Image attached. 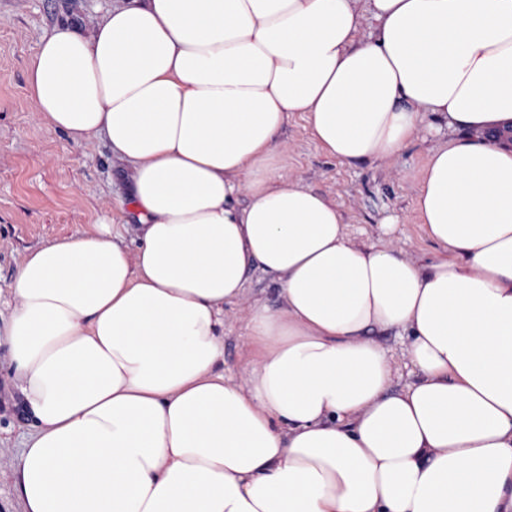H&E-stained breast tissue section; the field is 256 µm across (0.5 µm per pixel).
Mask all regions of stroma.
<instances>
[{"mask_svg": "<svg viewBox=\"0 0 512 512\" xmlns=\"http://www.w3.org/2000/svg\"><path fill=\"white\" fill-rule=\"evenodd\" d=\"M117 0H0V289L9 288L23 255L47 241L79 234L103 216L136 221L128 197L131 169L101 137L76 144L43 121L29 94L28 73L42 36L53 26L89 34ZM433 131L397 154L349 164L314 141L302 113L292 114L277 141L284 177L333 201L352 238L396 248L414 263L435 258L414 199ZM394 218L391 231L382 223ZM280 307L277 285L254 270L243 294L224 306V375L243 380L251 360L247 317L254 302ZM17 377L0 349V512H20L13 472L31 431L16 392Z\"/></svg>", "mask_w": 512, "mask_h": 512, "instance_id": "stroma-1", "label": "stroma"}]
</instances>
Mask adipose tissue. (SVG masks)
Segmentation results:
<instances>
[{"label":"adipose tissue","mask_w":512,"mask_h":512,"mask_svg":"<svg viewBox=\"0 0 512 512\" xmlns=\"http://www.w3.org/2000/svg\"><path fill=\"white\" fill-rule=\"evenodd\" d=\"M28 83L48 127L130 164L139 222L16 268L22 512H512V0H131L53 27ZM296 112L347 163L447 126L416 196L434 260L351 240L279 174ZM255 268L281 308L251 309L238 385L224 305ZM407 331L401 329H388L377 331L374 339L387 353V355L395 361L399 368V376L396 382L399 386L406 384L413 379L411 375V366L405 357L406 349L409 343Z\"/></svg>","instance_id":"ef3b65f1"}]
</instances>
